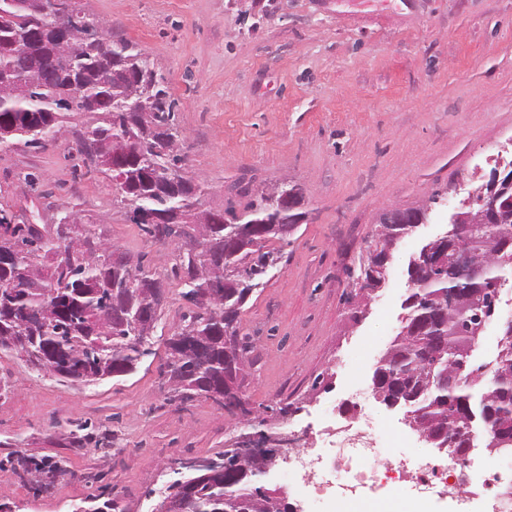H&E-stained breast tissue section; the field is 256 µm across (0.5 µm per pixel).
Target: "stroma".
I'll use <instances>...</instances> for the list:
<instances>
[{
	"label": "stroma",
	"instance_id": "obj_1",
	"mask_svg": "<svg viewBox=\"0 0 512 512\" xmlns=\"http://www.w3.org/2000/svg\"><path fill=\"white\" fill-rule=\"evenodd\" d=\"M82 3L167 77L184 166L208 183V207L287 179L303 188L307 217L240 315L256 345L240 390L249 424L203 395L171 400L160 367L186 306L174 281L151 352L130 375L64 382L0 349L10 386L0 395V512H75L92 495L115 512H153L180 459L218 455L241 435L285 438L292 452L323 447L356 385L382 431L407 432L433 454L403 409L376 399L372 375L402 327L410 257L447 231L482 175L512 161V0ZM68 154L64 139L0 152V207L51 224L62 205L81 204L112 244L162 269L169 245L126 220L108 179L75 177ZM388 206H424L428 219L393 249L363 304L350 276ZM84 422L106 446H69ZM20 455L66 460L69 474L35 488L10 464Z\"/></svg>",
	"mask_w": 512,
	"mask_h": 512
}]
</instances>
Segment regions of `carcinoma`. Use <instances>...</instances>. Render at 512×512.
<instances>
[{
  "mask_svg": "<svg viewBox=\"0 0 512 512\" xmlns=\"http://www.w3.org/2000/svg\"><path fill=\"white\" fill-rule=\"evenodd\" d=\"M72 17L88 33L96 20L81 0H69ZM56 20L35 7V0H0V149L21 144L44 150L70 136L76 169L97 172L114 182L125 205L127 220L156 241L172 239L188 225L197 204L208 195L202 181L178 173L183 158L178 153L179 125L168 81L149 55L137 44L88 35L64 49L56 38ZM46 73L31 93L19 91L15 79L23 74ZM81 95H73L74 89ZM294 191L280 202L276 188L249 189L242 209L227 200L224 209L210 211L211 222L202 225L191 249L176 247L165 267L164 278L140 264L115 268L118 247L104 236L101 225L84 210L64 205L54 224H17L14 214L0 209V250L16 260L0 264V348L28 358L45 359L49 374L71 382L93 383L136 371L150 348L129 338L131 318L143 311L152 323L162 314L163 280L183 285L191 307L182 315L177 335L196 334L204 342L203 360L175 387L181 400L207 393L224 383V333L236 337L235 356L240 371L250 363V337L241 333L243 306L282 260L277 244L283 238L268 234L246 242L240 235L246 223L271 224L294 219L299 225L304 193ZM494 224H453L444 236L428 246L450 257L457 248L485 244L489 258L482 277L464 281L450 262L422 268L420 255L412 256L407 273L417 285L402 303L406 310L402 332L375 368L373 388L406 409L433 438L435 448L453 442L455 458L468 461L470 432L478 426L499 437L498 428L512 430V323L503 327L492 367L475 366L471 351L477 337L468 322L452 314L449 298L468 292L489 297L491 281L512 274V187L503 190ZM143 213L165 216L162 224H146ZM384 214L375 246L368 253L391 255L394 238L406 225ZM220 264L229 275L223 294L201 304L197 295L210 279V264ZM387 272L366 263L357 279L361 289L374 291ZM460 384L448 387V378ZM36 477L45 471L67 473L63 460L39 463L32 457L9 460ZM183 491L184 512H263L255 477L233 462L224 467L194 470L175 482Z\"/></svg>",
  "mask_w": 512,
  "mask_h": 512,
  "instance_id": "1",
  "label": "carcinoma"
}]
</instances>
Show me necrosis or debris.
Here are the masks:
<instances>
[{
  "mask_svg": "<svg viewBox=\"0 0 512 512\" xmlns=\"http://www.w3.org/2000/svg\"><path fill=\"white\" fill-rule=\"evenodd\" d=\"M408 438L391 431L380 439L371 429L359 428L342 439L330 442L328 450L311 452L291 462L289 471L311 486L323 504V512H352L365 492L384 491L392 495L415 488L419 498H449L461 512H512V495L489 494L485 485L496 480L500 463L492 457L475 456L471 461L473 481L481 490L465 493L463 487L450 485L455 474V459L436 460L420 453L386 457L385 447L404 449Z\"/></svg>",
  "mask_w": 512,
  "mask_h": 512,
  "instance_id": "obj_1",
  "label": "necrosis or debris"
}]
</instances>
